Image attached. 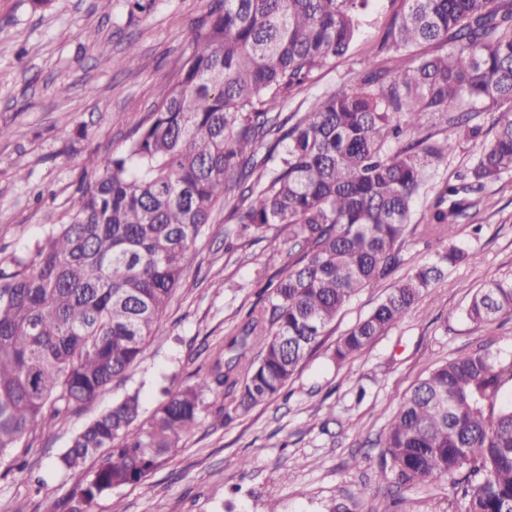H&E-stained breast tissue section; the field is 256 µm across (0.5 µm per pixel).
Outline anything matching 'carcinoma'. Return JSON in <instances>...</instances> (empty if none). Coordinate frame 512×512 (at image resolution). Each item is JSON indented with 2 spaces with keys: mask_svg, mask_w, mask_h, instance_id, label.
Instances as JSON below:
<instances>
[{
  "mask_svg": "<svg viewBox=\"0 0 512 512\" xmlns=\"http://www.w3.org/2000/svg\"><path fill=\"white\" fill-rule=\"evenodd\" d=\"M374 2L209 0L177 79L125 149L79 186L71 221L0 263L4 473L19 467L25 435L51 430L137 363L218 206L231 205L241 233L288 244V263L206 374L162 389L144 423L132 393L71 440L63 470L103 454L74 492L87 510L157 469L197 428L206 395L224 394L226 424L278 398L340 311L401 263L408 234L453 239L467 195L512 171V0H402L376 47L384 64L282 115L288 94L348 54ZM425 45L438 51H419ZM497 111L496 136L445 186L427 222L411 224L431 166L479 139L476 114ZM433 116L447 126L440 138L424 133ZM275 225L288 239L266 236ZM462 259L451 244L414 269L338 339L332 359L387 334ZM464 314L482 327L512 317V279L486 283ZM509 383L512 355L489 348L432 370L387 428L381 478H449L465 512H512Z\"/></svg>",
  "mask_w": 512,
  "mask_h": 512,
  "instance_id": "cac0c4a2",
  "label": "carcinoma"
}]
</instances>
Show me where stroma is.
Masks as SVG:
<instances>
[{"mask_svg": "<svg viewBox=\"0 0 512 512\" xmlns=\"http://www.w3.org/2000/svg\"><path fill=\"white\" fill-rule=\"evenodd\" d=\"M208 0H154L128 20L126 0H0V263L33 250L52 226L68 219L70 199L100 160L121 152L137 122L149 115L160 86L174 79L190 51L194 22ZM402 0H376L363 33L333 69L294 92L291 113L326 93L349 89L373 54L381 29ZM135 43L139 58L115 68L111 58ZM68 86L59 95V86ZM479 151L468 144L434 165L416 200L413 221L428 217L442 187L456 182ZM454 239L408 237L401 264L378 286L362 290L328 327L324 344L288 384V395L253 408L230 424L204 399L199 425L144 484L102 496L91 512H333L361 505L381 512H464L448 480L396 488L380 482L382 438L410 389L434 367L482 346L512 353V319L481 328L461 315L477 288L512 279V172L471 197ZM229 210L198 238L182 283L172 296L142 359L79 412L24 440L27 467L0 475V512H68L79 477L101 458L87 457L80 475L56 461L72 438L112 402L139 393L151 413L164 386L192 382L224 337L262 302L268 280L288 260L287 249L240 236ZM465 257L404 320L343 364L330 354L337 339L363 319L413 267L448 244ZM249 467H242V459Z\"/></svg>", "mask_w": 512, "mask_h": 512, "instance_id": "stroma-1", "label": "stroma"}]
</instances>
